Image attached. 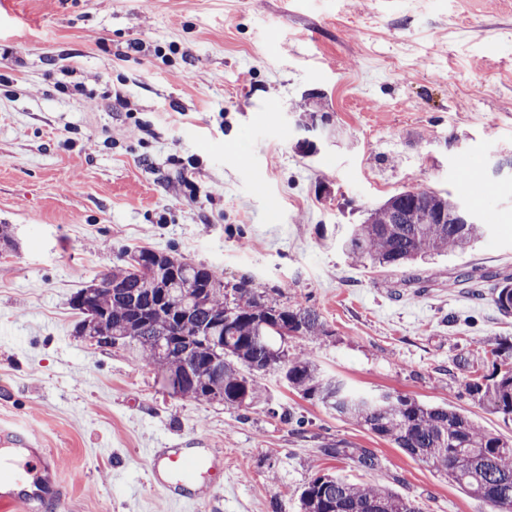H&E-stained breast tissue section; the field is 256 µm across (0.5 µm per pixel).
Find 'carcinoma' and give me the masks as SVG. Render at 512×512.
<instances>
[{
	"label": "carcinoma",
	"instance_id": "cac0c4a2",
	"mask_svg": "<svg viewBox=\"0 0 512 512\" xmlns=\"http://www.w3.org/2000/svg\"><path fill=\"white\" fill-rule=\"evenodd\" d=\"M459 199L413 186L389 197L353 229L346 246L358 263L402 267L446 250L463 251L484 225L459 224ZM76 291V332L100 347L121 346L158 368L176 397L222 402L247 413L264 401L258 375L277 371L302 398L365 427L443 473L487 512H512V444L483 431L448 406L398 392L360 394L324 374L310 356L290 353L292 336H328L320 313L301 302L280 304L251 280L232 286L209 267L148 248L125 253L122 266ZM512 315V278L494 288ZM464 383L474 401L512 418V363ZM301 512H422L416 500L386 487L316 473L300 494Z\"/></svg>",
	"mask_w": 512,
	"mask_h": 512
}]
</instances>
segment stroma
Masks as SVG:
<instances>
[{"label": "stroma", "mask_w": 512, "mask_h": 512, "mask_svg": "<svg viewBox=\"0 0 512 512\" xmlns=\"http://www.w3.org/2000/svg\"><path fill=\"white\" fill-rule=\"evenodd\" d=\"M305 104L328 129L305 133ZM416 184L461 196L486 237L405 267L351 261L352 225ZM1 224L17 247L0 252V427L58 458L70 512H171L142 451L190 439L224 454L223 490L191 512H300L319 470L484 512L275 372L244 416L170 396L152 364L76 334L69 300L136 247L247 277L319 311L330 336L288 349L325 374L512 442L511 419L463 394L512 343L493 300L512 277V0H0Z\"/></svg>", "instance_id": "stroma-1"}]
</instances>
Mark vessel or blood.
Wrapping results in <instances>:
<instances>
[{"mask_svg":"<svg viewBox=\"0 0 512 512\" xmlns=\"http://www.w3.org/2000/svg\"><path fill=\"white\" fill-rule=\"evenodd\" d=\"M0 447L36 450L34 469L0 462V512H68V497L56 484L55 456L39 450L24 428L0 429ZM149 482L172 505H195L224 487V456L213 448H148Z\"/></svg>","mask_w":512,"mask_h":512,"instance_id":"obj_1","label":"vessel or blood"}]
</instances>
